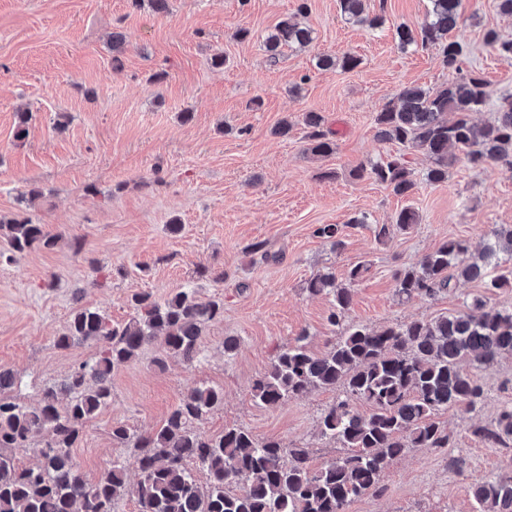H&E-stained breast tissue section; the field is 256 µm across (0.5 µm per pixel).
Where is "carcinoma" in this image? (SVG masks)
Masks as SVG:
<instances>
[{"label":"carcinoma","instance_id":"1","mask_svg":"<svg viewBox=\"0 0 512 512\" xmlns=\"http://www.w3.org/2000/svg\"><path fill=\"white\" fill-rule=\"evenodd\" d=\"M428 19L417 30L397 28L403 51L439 47L449 69L461 71L466 46L449 34L460 24V0H430ZM341 17L374 28L383 22L370 16L365 0H338ZM312 29L295 17L279 21L265 44L275 53L282 46L304 48ZM486 43L500 55L512 57V40L494 30ZM351 54L321 56L319 68H357ZM489 97L487 81L468 71L446 86L402 87L396 98L375 117L377 136L425 152L433 166L428 181L448 178V168L462 157L473 168L512 169V96L499 99L493 121L473 122ZM311 151L334 152L335 142L318 112L303 118ZM366 175L399 196L416 186L404 157L389 156L362 168ZM314 235L344 245L337 224H321ZM0 252L13 257L34 247L51 248L54 238L27 217L0 219ZM512 228L492 232L481 251L469 252L461 240H448L412 267L395 274L398 294L405 298L431 297L451 290L459 279L478 281L486 288L512 287ZM311 296L330 301L328 322L340 328L321 353L312 352L299 336L277 353L269 370L253 386L260 405L278 406L313 389L341 388V396L319 419V434L340 444L344 452L314 468L310 451L282 442L258 440L241 427H226L213 437L199 424L224 402V391L197 386L182 396L163 423L139 433L125 423L112 425V444L138 451L136 496L139 512H347L356 499L379 489L381 475L396 458L417 448H450L453 436L440 421L450 409L471 411L481 401L482 385L473 370L512 355V308L499 309L475 298L472 308L434 320L387 325L379 330L342 327L352 300L351 289L336 286L329 274L308 281ZM134 315L112 324L95 309L73 311L59 349L78 342L99 345L96 357L73 368L58 386L43 390L35 406L7 396L16 386L14 375L0 368V512H114L125 492L127 475L119 460L94 482L76 466L71 449L80 443L86 424L112 401V372L139 351L158 344L157 365L180 357L190 363L199 354L203 327L224 313L219 297L201 299L188 288L159 301L143 292L133 299ZM368 407L361 413L354 403ZM470 435L488 448L512 446V406L487 424L475 423ZM31 448L38 462L24 467L16 448ZM204 471L208 483L199 484L193 468ZM243 484L234 492L231 487ZM475 512H512V468L506 467L473 488Z\"/></svg>","mask_w":512,"mask_h":512}]
</instances>
